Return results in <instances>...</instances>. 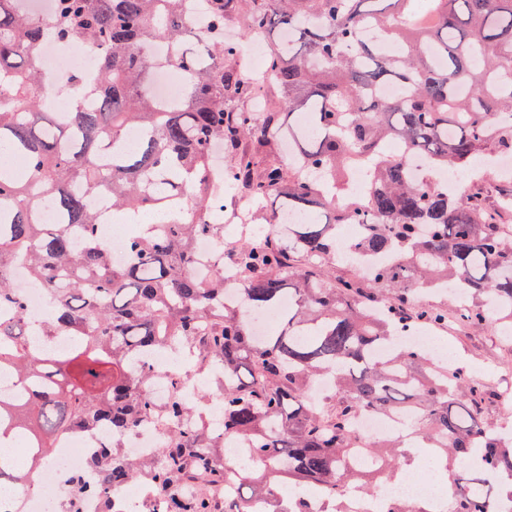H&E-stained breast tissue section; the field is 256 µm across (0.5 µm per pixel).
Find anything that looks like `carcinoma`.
<instances>
[{
	"label": "carcinoma",
	"mask_w": 512,
	"mask_h": 512,
	"mask_svg": "<svg viewBox=\"0 0 512 512\" xmlns=\"http://www.w3.org/2000/svg\"><path fill=\"white\" fill-rule=\"evenodd\" d=\"M0 0V145L14 163L0 164V372L16 384L0 395V444L24 440L32 459L23 468L0 458V486L38 488V465L60 438L102 433L88 460L97 482L65 481L71 509L96 495L114 512L109 494L142 481L163 496L162 512H249L255 497L279 499L321 489L334 499L347 486L372 489L369 471L351 467L347 451L356 413L404 412L398 441H368V455L397 473L403 446L423 444L443 462L448 498L457 512H491L498 496L512 500V437L484 417L496 397L461 367L435 361L411 345L390 359L378 348L407 324L448 323V288L471 301L455 319L480 330L493 318L512 320V190L476 181L457 191L413 164L470 168L512 155V0H204L211 34L186 26L182 0H56L45 19ZM243 17L246 32L268 40L271 86L278 105L253 111L258 87L238 63L239 44L224 25ZM373 24L403 45L380 52L360 29ZM161 38L190 43L158 58L145 44ZM57 40L99 49L96 73L71 78L67 119L45 112L53 90L40 48ZM175 65L185 75L179 101L153 91L155 73ZM399 93L385 99L381 88ZM222 144L226 185L278 213L304 220L270 230L255 245L219 259L238 275L241 305L224 306V275H197L195 243L224 238V204L211 183L214 146ZM366 169L362 195L344 178ZM112 212L163 216L122 244L116 265L97 233V196ZM52 201L57 223L43 224L38 205ZM340 224L361 235L341 244ZM361 251L378 263L372 279L356 269L336 274V250ZM40 279L51 302L42 335L70 336L64 354L40 353L27 341L26 310L8 274L17 261ZM391 295L382 317L362 309ZM275 329L253 333L246 313L277 309ZM162 352L186 357L200 370L224 372L223 433L195 423L182 399L160 406L145 392L142 360ZM326 374L335 390L320 405L307 401ZM173 423L163 441L164 467L131 460L124 438L158 415ZM252 440L254 465L241 472V491L218 504L188 494L196 483L217 484L224 435Z\"/></svg>",
	"instance_id": "obj_1"
}]
</instances>
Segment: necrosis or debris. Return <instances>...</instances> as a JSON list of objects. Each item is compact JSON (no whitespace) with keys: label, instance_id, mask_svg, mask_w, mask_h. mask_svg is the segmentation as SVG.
Returning <instances> with one entry per match:
<instances>
[{"label":"necrosis or debris","instance_id":"4bbe7bcc","mask_svg":"<svg viewBox=\"0 0 512 512\" xmlns=\"http://www.w3.org/2000/svg\"><path fill=\"white\" fill-rule=\"evenodd\" d=\"M42 65L56 86L55 91L45 97L44 107L50 112L64 113L68 110L69 96L63 92V85L74 73L94 74L95 54L90 50L78 54L68 45L48 42L42 47ZM253 210L254 203L250 198L238 196L220 215L221 222L234 227L237 245H253L262 238L253 222ZM10 277L15 293L25 303L28 333L39 336L40 325L48 312L44 285L32 278L21 262L12 268ZM205 380V375L187 370L183 361L159 356L153 361V372L146 391L161 405L176 395L186 399L197 394ZM95 445V439L91 436L62 441L50 459L39 468L41 491L0 494V512H67L69 501L64 494V481L74 473L82 474L85 480H92L93 474L87 467V461ZM248 445L249 440L245 437L225 438L224 458L227 465L224 481L211 490V497L227 498L237 493L240 469L243 462L250 458ZM344 497L350 512H392L397 505L413 501L429 502L441 508L442 512L448 506L447 494L429 478L419 475L379 482L374 494L368 497L360 496L352 489L345 491Z\"/></svg>","mask_w":512,"mask_h":512}]
</instances>
